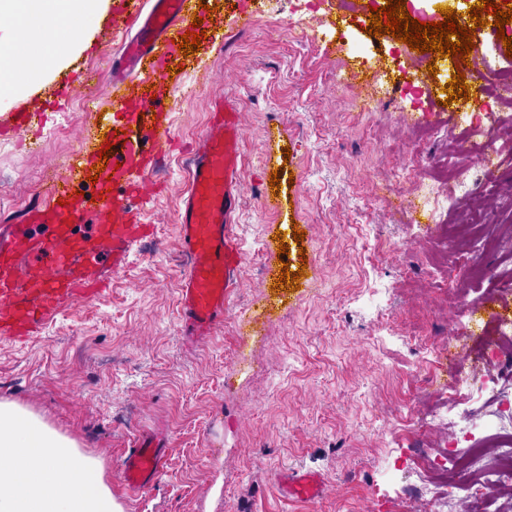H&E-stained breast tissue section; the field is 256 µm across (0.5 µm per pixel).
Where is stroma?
<instances>
[{"mask_svg": "<svg viewBox=\"0 0 512 512\" xmlns=\"http://www.w3.org/2000/svg\"><path fill=\"white\" fill-rule=\"evenodd\" d=\"M207 32L187 54L166 106L179 145L152 179L160 193L144 205L154 234L135 245L109 292L63 306L29 341L0 338V401L26 408L99 459L124 512H467L470 473L454 457L512 437L497 417L512 397V365L489 359L498 338L501 292L481 266L512 273V122L492 91L479 102L447 103L444 88L474 71L460 57L433 59L384 33L368 34L361 0L341 31L328 28L326 0L304 24L292 0H204ZM251 13L238 31L230 20ZM135 33L112 0L78 47L19 99L0 104V127L31 102L47 106L36 144L0 135V225L34 206L43 183L81 145L103 165L111 137L112 59ZM381 63L371 84L345 86L348 66ZM436 63L428 75L427 63ZM236 96L245 139L242 202L235 230L243 252L231 316L206 342L188 344L178 291L186 260L177 213L189 188L191 148L210 104ZM495 114L488 129L504 158L483 194L461 201L440 222L415 198L418 177L447 181L450 140L463 112ZM448 136L432 138L431 126ZM281 129L290 153L263 161L266 129ZM279 177L280 213L258 191ZM303 231L296 242L294 231ZM297 287L276 281L282 268ZM269 312L264 336L238 365L240 317ZM483 375L456 399L458 373ZM163 423L171 467L140 496L120 482L122 455L137 427ZM452 487L449 501L412 496L421 467ZM313 471L316 499L288 497L284 479Z\"/></svg>", "mask_w": 512, "mask_h": 512, "instance_id": "obj_1", "label": "stroma"}]
</instances>
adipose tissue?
I'll list each match as a JSON object with an SVG mask.
<instances>
[{
    "label": "adipose tissue",
    "mask_w": 512,
    "mask_h": 512,
    "mask_svg": "<svg viewBox=\"0 0 512 512\" xmlns=\"http://www.w3.org/2000/svg\"><path fill=\"white\" fill-rule=\"evenodd\" d=\"M110 0H0V102L78 46ZM0 512H123L101 463L29 411L0 402Z\"/></svg>",
    "instance_id": "1"
}]
</instances>
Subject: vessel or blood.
I'll use <instances>...</instances> for the list:
<instances>
[{"label":"vessel or blood","mask_w":512,"mask_h":512,"mask_svg":"<svg viewBox=\"0 0 512 512\" xmlns=\"http://www.w3.org/2000/svg\"><path fill=\"white\" fill-rule=\"evenodd\" d=\"M136 33L112 63V108L133 119L154 111L155 122L135 139L111 184L83 192L87 147L74 152L39 204L21 223L0 232V334L32 335L63 305L97 302L110 274L122 271L133 246L149 232L140 211L156 193L152 164L171 147L174 130L164 119L166 83L179 80L177 47L192 26L193 0H123ZM224 116L209 122L191 165L190 187L178 214L179 237L189 259L179 290L184 334L197 344L223 324L240 286L242 254L233 230L241 191L244 128L235 97L225 96ZM96 224H89V217ZM43 233H35L36 223ZM165 433L143 426L122 461L129 494L154 484L169 468ZM322 481L302 472L288 480L297 499L318 497Z\"/></svg>","instance_id":"1"}]
</instances>
